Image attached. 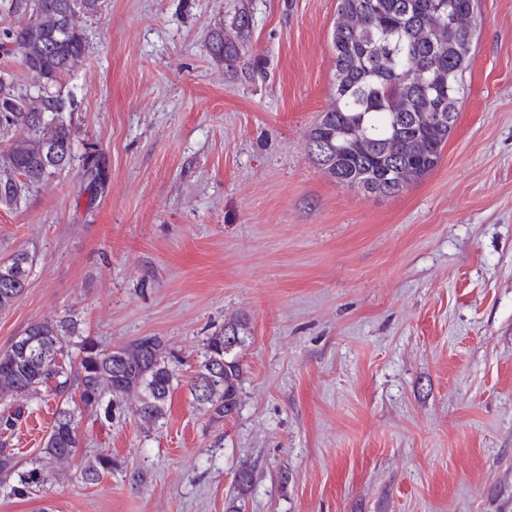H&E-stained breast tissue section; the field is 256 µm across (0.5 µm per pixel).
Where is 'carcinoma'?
<instances>
[{
    "instance_id": "cac0c4a2",
    "label": "carcinoma",
    "mask_w": 512,
    "mask_h": 512,
    "mask_svg": "<svg viewBox=\"0 0 512 512\" xmlns=\"http://www.w3.org/2000/svg\"><path fill=\"white\" fill-rule=\"evenodd\" d=\"M103 0H0V55L21 68H0V208L13 209L50 178L79 167L95 195L108 189V162L92 143L76 154L72 124L77 100L69 89L76 67L90 51L85 23L101 14ZM252 16L247 5L209 43L212 60L230 67ZM476 29L475 0H338L331 40L335 60L333 100L308 132L312 153L332 179L381 195L396 194L430 172L454 128L464 95ZM32 259L19 252L0 263V310L29 285ZM241 322L207 337L191 383L195 401L213 420L238 403ZM79 323L70 316L30 324L0 352V399L29 400L57 381L54 392L77 382L79 400L107 419L120 401L139 395L142 425L151 429L166 413L174 380L167 349L157 336L103 350L79 342L75 370L66 367ZM75 414L59 409L37 462L20 469L0 446V477L16 478L15 494L44 484L49 467L77 448ZM112 470L102 450L82 470L87 482Z\"/></svg>"
}]
</instances>
